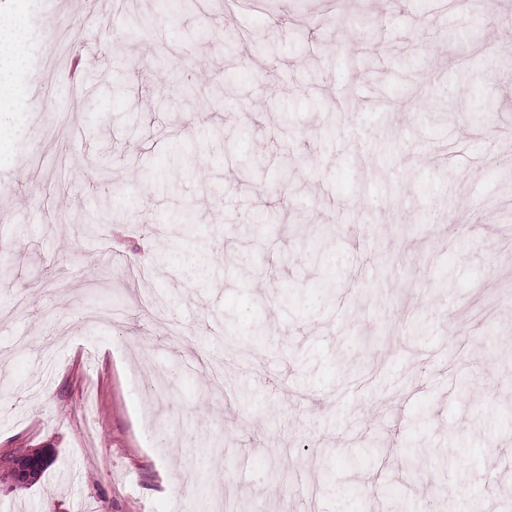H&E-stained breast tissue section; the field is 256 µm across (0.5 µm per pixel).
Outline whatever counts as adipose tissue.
<instances>
[{
    "instance_id": "obj_1",
    "label": "adipose tissue",
    "mask_w": 512,
    "mask_h": 512,
    "mask_svg": "<svg viewBox=\"0 0 512 512\" xmlns=\"http://www.w3.org/2000/svg\"><path fill=\"white\" fill-rule=\"evenodd\" d=\"M25 10V0H12L11 8L0 12V116L21 104L14 76L26 56Z\"/></svg>"
}]
</instances>
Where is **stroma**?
I'll return each mask as SVG.
<instances>
[{
	"label": "stroma",
	"instance_id": "obj_1",
	"mask_svg": "<svg viewBox=\"0 0 512 512\" xmlns=\"http://www.w3.org/2000/svg\"><path fill=\"white\" fill-rule=\"evenodd\" d=\"M157 6L27 2L26 100L0 154V460H54L25 488L0 473V512H204L218 490L229 512H387L390 490L420 512L436 486L512 512V0H262L233 19L202 2L134 23ZM58 31L92 53L81 83L47 58ZM421 80L427 95L372 112ZM101 195L140 226L123 245ZM187 200L217 257L200 271L180 236L151 246ZM320 224L339 227L344 277L313 304L329 268L296 231ZM286 285L301 297L281 306ZM100 292L112 324L91 330Z\"/></svg>",
	"mask_w": 512,
	"mask_h": 512
}]
</instances>
